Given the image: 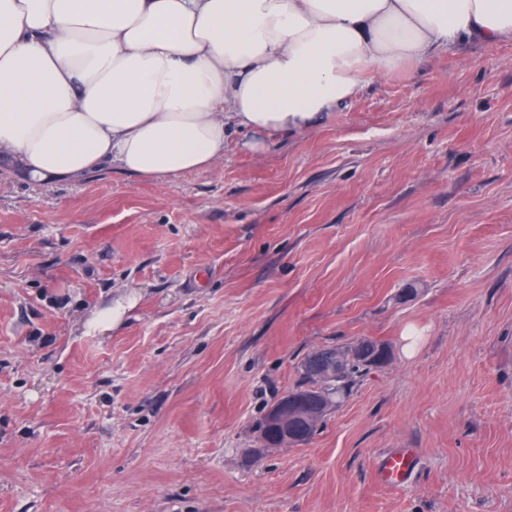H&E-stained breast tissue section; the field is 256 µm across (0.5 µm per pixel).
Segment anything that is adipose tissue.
Listing matches in <instances>:
<instances>
[{
    "mask_svg": "<svg viewBox=\"0 0 512 512\" xmlns=\"http://www.w3.org/2000/svg\"><path fill=\"white\" fill-rule=\"evenodd\" d=\"M512 37V0H0V162L175 178L314 127L366 73Z\"/></svg>",
    "mask_w": 512,
    "mask_h": 512,
    "instance_id": "adipose-tissue-1",
    "label": "adipose tissue"
}]
</instances>
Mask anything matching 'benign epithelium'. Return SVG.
<instances>
[{
  "label": "benign epithelium",
  "mask_w": 512,
  "mask_h": 512,
  "mask_svg": "<svg viewBox=\"0 0 512 512\" xmlns=\"http://www.w3.org/2000/svg\"><path fill=\"white\" fill-rule=\"evenodd\" d=\"M388 353L384 348L374 352L357 347L347 351L332 348L328 353L315 359L314 370L322 382H331L340 376V370L347 364L365 359L374 363L387 360ZM329 405L327 395L316 394L313 399L291 395L277 403L268 413L267 426L272 428L280 440V445H298L304 439L299 429L313 426Z\"/></svg>",
  "instance_id": "1"
}]
</instances>
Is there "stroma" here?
Segmentation results:
<instances>
[{
    "label": "stroma",
    "instance_id": "obj_1",
    "mask_svg": "<svg viewBox=\"0 0 512 512\" xmlns=\"http://www.w3.org/2000/svg\"><path fill=\"white\" fill-rule=\"evenodd\" d=\"M251 139L175 179L0 167V512H512V39ZM363 339L387 363L264 447L303 359ZM134 307L132 303H129L126 307H122L120 304L113 308L112 304L107 305L93 313V321L101 332H107L119 325L128 310ZM121 308L123 309L121 312ZM415 458V452L411 448H402L388 454L380 466L381 478L395 484L405 482L414 470Z\"/></svg>",
    "mask_w": 512,
    "mask_h": 512
}]
</instances>
